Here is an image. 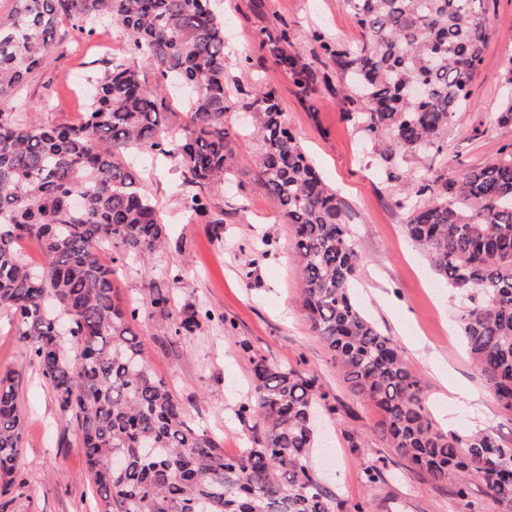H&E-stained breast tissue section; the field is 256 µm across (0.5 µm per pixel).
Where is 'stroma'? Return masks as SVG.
Segmentation results:
<instances>
[{
  "mask_svg": "<svg viewBox=\"0 0 512 512\" xmlns=\"http://www.w3.org/2000/svg\"><path fill=\"white\" fill-rule=\"evenodd\" d=\"M492 33L471 82L470 106L448 126L443 155L409 157L403 168L418 174L484 166L512 151V127L493 121L500 101L503 68L512 57V0H485ZM226 35L238 54L226 75L240 97L260 89L277 94L286 123L342 198L363 256L356 300L393 338L410 368L426 387L435 419L447 432L480 430L512 446V414L498 405L483 374L471 362L458 328V303L438 287L424 253L404 232L405 214L396 205L403 184L370 165L369 146L341 113L335 92L322 88L311 101L295 95L288 72L264 59L262 33L288 26L314 69L331 70L312 39L357 42L361 31L344 0H222ZM129 37L112 27L85 38L60 27L48 65L31 74L14 103L32 118L75 123L85 112L86 79L122 56ZM234 180L208 189L212 210L224 213L214 231L207 217L189 212L179 187L181 168L141 158L138 168L147 194L169 226L163 250L148 266L134 263L119 271L114 286L122 299H138L148 289L170 286L167 271L178 267L169 314L142 310L134 324L154 373L180 400L188 420L223 437L226 454H236L251 434L237 417L253 398L252 357L315 374L339 409L319 433L310 464L326 473V484L345 506L367 503L371 512H512L484 486L471 488L463 507L445 483L410 468L376 430L378 410L357 396L343 379L331 353L313 333L301 307V271L293 254V235L275 199L256 183L257 146L245 137L233 145ZM196 312L194 335L171 338L173 319ZM19 318L0 309V371L17 374L24 415L23 448L10 491L0 496V512H97L99 499L76 443L77 423L62 412L33 356L18 334ZM438 357L448 380L467 390L469 401L448 404L428 365ZM361 445L349 447V435ZM384 459L379 482L365 480L363 464Z\"/></svg>",
  "mask_w": 512,
  "mask_h": 512,
  "instance_id": "1",
  "label": "stroma"
}]
</instances>
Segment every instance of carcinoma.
<instances>
[{
  "label": "carcinoma",
  "instance_id": "1",
  "mask_svg": "<svg viewBox=\"0 0 512 512\" xmlns=\"http://www.w3.org/2000/svg\"><path fill=\"white\" fill-rule=\"evenodd\" d=\"M362 33L357 44L314 41L336 65L344 119L374 144L372 161L401 177L407 157L440 155L444 134L470 104L469 86L491 21L484 0H345ZM80 35L118 26L131 52L89 79L80 125L43 123L15 111L14 93L48 64L57 28ZM259 49L311 99L327 72L302 62L288 32ZM230 49L213 0H14L0 21V308L21 317L20 340L35 357L61 411L75 417L78 443L101 512H342L336 493L308 465L318 418L339 414L315 376L253 361L255 419L245 448L224 455L220 441L190 423L173 391L148 366L133 330L142 307L164 313L167 291L123 303L112 276L145 263L168 226L142 190L133 152L178 162L182 185L214 187L233 175L227 114L251 115L258 142L256 184L277 200L292 226L302 271V303L312 331L344 380L381 413L380 433L398 456L433 481L471 485L512 506V448L489 432H446L432 417L425 385L401 349L358 305L362 261L343 201L285 127L272 90L241 99L225 75ZM161 81H145L140 61ZM184 91L189 123L162 121L167 80ZM499 126H512V57L501 83ZM396 201L405 234L422 248L442 284L465 303L459 318L467 352L499 406L512 413V152L450 179L410 178ZM186 208L209 212L201 193ZM39 240L34 268L17 249ZM198 327L190 314L170 334ZM17 380L0 374V494L12 484L23 417Z\"/></svg>",
  "mask_w": 512,
  "mask_h": 512
}]
</instances>
